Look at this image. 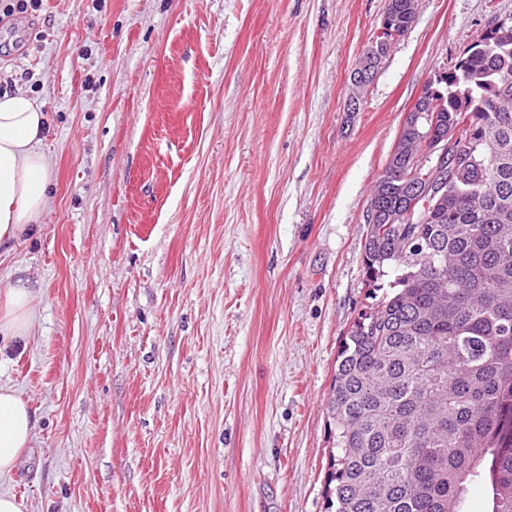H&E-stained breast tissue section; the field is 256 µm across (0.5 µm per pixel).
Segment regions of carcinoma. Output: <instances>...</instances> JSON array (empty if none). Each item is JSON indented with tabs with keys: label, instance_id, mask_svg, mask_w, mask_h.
<instances>
[{
	"label": "carcinoma",
	"instance_id": "1",
	"mask_svg": "<svg viewBox=\"0 0 512 512\" xmlns=\"http://www.w3.org/2000/svg\"><path fill=\"white\" fill-rule=\"evenodd\" d=\"M418 0H388L392 30ZM432 110L463 128L447 179L406 180L420 144L401 135L369 205L409 213L368 224L363 267L385 293L361 312L336 359L325 490L335 512H463L489 471L490 512H512V29L478 36Z\"/></svg>",
	"mask_w": 512,
	"mask_h": 512
}]
</instances>
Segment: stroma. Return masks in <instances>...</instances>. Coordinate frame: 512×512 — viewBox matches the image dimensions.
Here are the masks:
<instances>
[{
	"mask_svg": "<svg viewBox=\"0 0 512 512\" xmlns=\"http://www.w3.org/2000/svg\"><path fill=\"white\" fill-rule=\"evenodd\" d=\"M386 0H40L0 94L44 105L51 191L0 256L24 512H326L327 406L372 290L370 191L421 88L512 0H419L358 110ZM32 289L29 281L21 278L0 289V356L7 348V341L28 336L32 321Z\"/></svg>",
	"mask_w": 512,
	"mask_h": 512,
	"instance_id": "1",
	"label": "stroma"
}]
</instances>
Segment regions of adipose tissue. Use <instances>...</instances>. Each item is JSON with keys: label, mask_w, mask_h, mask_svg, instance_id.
Returning <instances> with one entry per match:
<instances>
[{"label": "adipose tissue", "mask_w": 512, "mask_h": 512, "mask_svg": "<svg viewBox=\"0 0 512 512\" xmlns=\"http://www.w3.org/2000/svg\"><path fill=\"white\" fill-rule=\"evenodd\" d=\"M47 127L42 103L19 92L0 96V248L33 233L46 207L48 160L41 149ZM33 290L16 279L0 288V340L27 336ZM35 433V419L21 393L0 383V477L19 465Z\"/></svg>", "instance_id": "obj_1"}]
</instances>
